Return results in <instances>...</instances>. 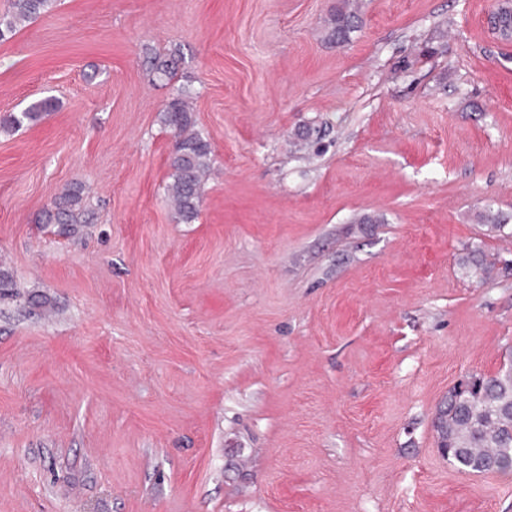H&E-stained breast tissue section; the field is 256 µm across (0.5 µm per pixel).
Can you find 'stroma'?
<instances>
[{"mask_svg":"<svg viewBox=\"0 0 512 512\" xmlns=\"http://www.w3.org/2000/svg\"><path fill=\"white\" fill-rule=\"evenodd\" d=\"M335 4L55 0L0 40V117L55 102L0 131V512H512L432 426L512 359L498 0H361L342 46ZM178 88L214 158L190 224ZM75 183L67 237L38 217ZM361 16L356 9H352L347 0H343L341 6L336 7V12L330 19L329 38L342 45L350 40L351 33L357 31ZM186 91L177 89L160 111V122L174 137L166 192L175 208L179 223L190 224L199 216L202 184L212 165L210 143L198 133H189L194 126L193 110ZM52 106L53 104L50 99L32 103L22 112L10 113L0 119V128L4 131H14L24 125L36 122L40 120L46 112H49Z\"/></svg>","mask_w":512,"mask_h":512,"instance_id":"obj_1","label":"stroma"}]
</instances>
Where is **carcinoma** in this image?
Returning <instances> with one entry per match:
<instances>
[{
  "instance_id": "cac0c4a2",
  "label": "carcinoma",
  "mask_w": 512,
  "mask_h": 512,
  "mask_svg": "<svg viewBox=\"0 0 512 512\" xmlns=\"http://www.w3.org/2000/svg\"><path fill=\"white\" fill-rule=\"evenodd\" d=\"M53 0H11V9L0 18V39L37 18ZM504 38L512 36V0H503L495 10ZM361 23L357 10L348 0L336 7L330 19L329 38L342 45L350 40ZM52 109L45 99L25 110L0 119V128L14 131L40 120ZM160 122L174 137L166 192L175 208L178 222L191 224L199 216L202 184L212 165L210 143L190 132L195 120L186 91L179 89L160 111ZM89 219L82 190L72 186L60 195L42 215V223L57 224L65 233ZM436 436L448 440L449 462L465 472L512 471V362L502 365L493 376L482 377L466 399H458L456 389L448 393L447 419L433 423Z\"/></svg>"
}]
</instances>
